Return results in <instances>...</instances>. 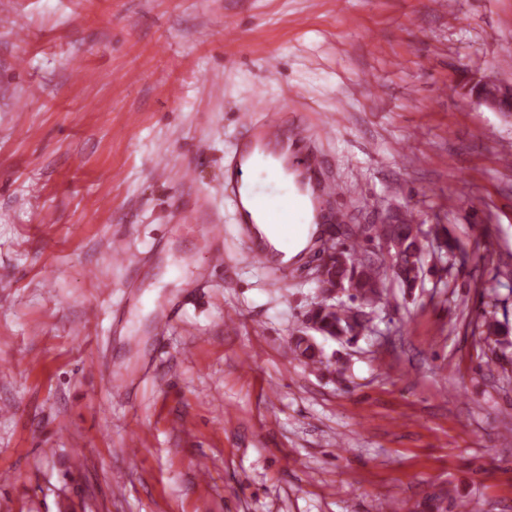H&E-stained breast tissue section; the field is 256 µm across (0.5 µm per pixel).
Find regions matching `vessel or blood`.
<instances>
[{
	"label": "vessel or blood",
	"mask_w": 512,
	"mask_h": 512,
	"mask_svg": "<svg viewBox=\"0 0 512 512\" xmlns=\"http://www.w3.org/2000/svg\"><path fill=\"white\" fill-rule=\"evenodd\" d=\"M237 123L241 138L222 172L225 193L236 210L246 256L284 277L288 264L283 260V251L257 234V225H277L280 241H288L294 215L312 212L318 224L336 220V212L327 211L326 205L340 195L341 189L326 177L321 160L304 144L302 130L290 118H262L245 110L238 113ZM259 165L266 166L275 178L294 175L297 193L285 198L259 194L247 178ZM195 219L202 225L208 247L205 260L192 269L191 280L205 284L224 267V241L217 231V218L199 207Z\"/></svg>",
	"instance_id": "vessel-or-blood-1"
}]
</instances>
